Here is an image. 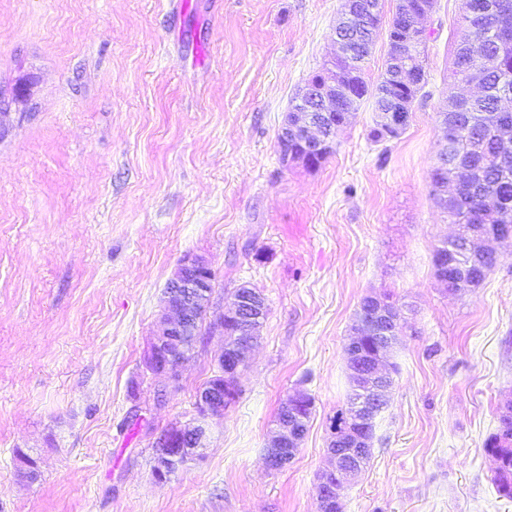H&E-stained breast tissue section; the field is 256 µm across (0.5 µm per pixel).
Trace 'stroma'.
<instances>
[{
	"instance_id": "35a3bbf8",
	"label": "stroma",
	"mask_w": 512,
	"mask_h": 512,
	"mask_svg": "<svg viewBox=\"0 0 512 512\" xmlns=\"http://www.w3.org/2000/svg\"><path fill=\"white\" fill-rule=\"evenodd\" d=\"M341 0H0V512H316L327 424L350 389L364 296L403 311L394 385L343 512H512L488 438L512 401V242L449 293L431 194L457 90L460 0L425 25L428 83L404 133L372 141L364 101L320 166L282 163L296 91L334 52ZM267 316L201 458L153 476L156 438L195 416L222 336L166 383L145 360L185 254ZM313 400L279 471L267 436ZM35 463L24 476L20 455Z\"/></svg>"
}]
</instances>
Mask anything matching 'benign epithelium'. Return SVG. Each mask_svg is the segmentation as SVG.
Wrapping results in <instances>:
<instances>
[{
	"mask_svg": "<svg viewBox=\"0 0 512 512\" xmlns=\"http://www.w3.org/2000/svg\"><path fill=\"white\" fill-rule=\"evenodd\" d=\"M434 9L433 0H398L394 16L403 21V37L388 42L387 57L396 65V78L417 87L421 83L419 70L407 61L403 45L411 39H423L427 31L421 20ZM508 30H490L485 37L473 39L468 44L471 71L481 72L486 62V39H508ZM358 44L356 30L346 27L336 38V52L325 64L324 78L308 81L298 91L299 108L293 119L285 122L278 135V149L283 163L293 159L309 160L296 152L293 145L322 153L333 152L334 141L325 134L324 128L311 118L313 112L336 114V102L347 92L343 74L353 66ZM384 121L395 132L405 130L408 111L399 102L384 113ZM497 160L501 165L512 163V120H500L495 129ZM464 172L441 184V191L450 199L459 193L469 179ZM483 216L475 213L466 229L469 256L490 255L497 257L495 243L511 239L512 229L489 232L482 224ZM441 262L440 280L451 283L463 264L464 256L457 248V236L448 238L439 248ZM213 271L200 257L185 256L179 263L163 300L160 315V331L151 343L146 358V368L155 376L170 381L177 378L178 368L191 357L197 336L193 320L199 306H210L213 298L211 281ZM371 313L362 317L354 336L345 345V354L351 360V393L347 411L342 419L327 425L330 466L321 473L316 486L318 512H342L345 488L363 471V462L372 445L368 434L383 409L393 385L391 372L383 365L395 343L400 314L393 306H387L371 298ZM264 311L260 294H236L232 306L225 310L210 329L224 337V348L217 359L218 380L205 384L196 396L197 417L188 425L174 424L155 441L157 448L154 477L159 481L169 479L171 473L196 455L207 435L208 421L224 415L228 393L224 383H235L237 374L247 364L253 345L258 341L259 328ZM370 336H378L381 343L368 357L362 356V343ZM310 408L308 395L296 392L283 404V420L276 424L267 442L265 460L267 468L278 471L295 458L307 431L305 411Z\"/></svg>",
	"mask_w": 512,
	"mask_h": 512,
	"instance_id": "benign-epithelium-1",
	"label": "benign epithelium"
}]
</instances>
